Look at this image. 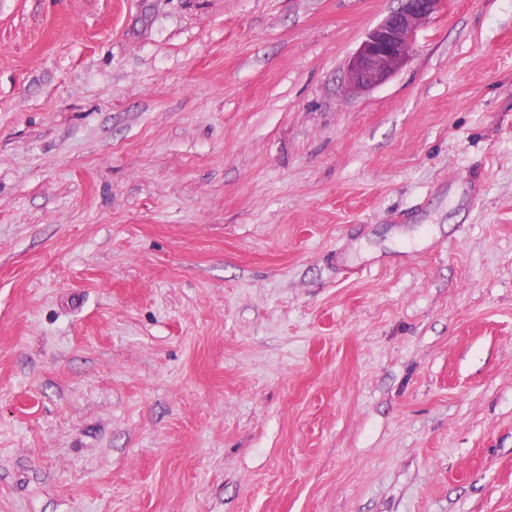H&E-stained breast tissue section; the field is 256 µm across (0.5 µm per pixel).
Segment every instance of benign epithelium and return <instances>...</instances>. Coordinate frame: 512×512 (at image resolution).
I'll list each match as a JSON object with an SVG mask.
<instances>
[{"label": "benign epithelium", "instance_id": "obj_1", "mask_svg": "<svg viewBox=\"0 0 512 512\" xmlns=\"http://www.w3.org/2000/svg\"><path fill=\"white\" fill-rule=\"evenodd\" d=\"M399 7L371 29L348 63L355 93L386 82L413 50L419 27L442 11L447 0H399Z\"/></svg>", "mask_w": 512, "mask_h": 512}]
</instances>
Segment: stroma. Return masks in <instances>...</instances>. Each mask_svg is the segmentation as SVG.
Instances as JSON below:
<instances>
[{
    "instance_id": "stroma-1",
    "label": "stroma",
    "mask_w": 512,
    "mask_h": 512,
    "mask_svg": "<svg viewBox=\"0 0 512 512\" xmlns=\"http://www.w3.org/2000/svg\"><path fill=\"white\" fill-rule=\"evenodd\" d=\"M0 0V512H512V0ZM399 7L371 29L348 63L352 92L386 82L413 50L419 27L442 11L447 0H399Z\"/></svg>"
}]
</instances>
